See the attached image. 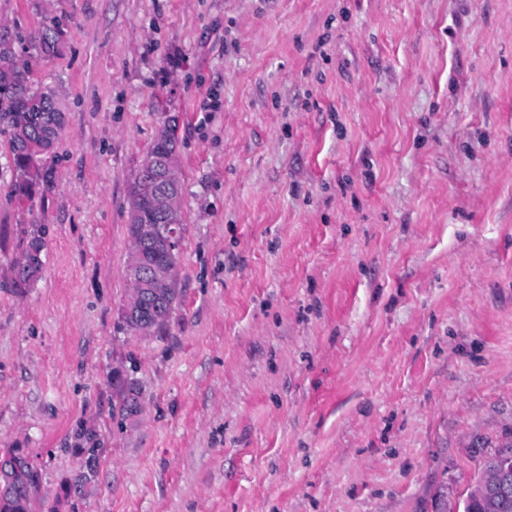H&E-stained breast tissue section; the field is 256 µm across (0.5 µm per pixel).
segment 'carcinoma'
I'll list each match as a JSON object with an SVG mask.
<instances>
[{"label":"carcinoma","instance_id":"cac0c4a2","mask_svg":"<svg viewBox=\"0 0 512 512\" xmlns=\"http://www.w3.org/2000/svg\"><path fill=\"white\" fill-rule=\"evenodd\" d=\"M59 20L55 17L44 24L41 31L26 37L19 32L0 29V125L10 135L13 164L19 172V180L13 191L18 201L31 196L33 189L44 181L46 170L44 156L51 153L64 123L57 120L56 94L46 87L40 88L31 81L32 60L51 58L59 52ZM177 120H163L161 129L151 145L148 156L167 158L174 167H179L177 148ZM150 178L148 164H143L139 174L130 185L128 199L138 201L139 225L155 230L169 222L168 216L157 211L143 194V187ZM45 249L44 233L36 231L27 241L19 259L13 267L14 283L23 288L34 283L42 270V254ZM180 296L179 285L169 292L166 305L155 310L153 298L144 299L143 305L155 317L168 322ZM120 410L131 413L138 409V398L133 386L116 390ZM5 456L16 463V470L8 469L0 474V481L14 485L11 498L0 508V512H29L31 498L40 484L39 473L24 470L27 457L14 451ZM462 512H512V502L500 506L486 498L467 495L462 503Z\"/></svg>","mask_w":512,"mask_h":512}]
</instances>
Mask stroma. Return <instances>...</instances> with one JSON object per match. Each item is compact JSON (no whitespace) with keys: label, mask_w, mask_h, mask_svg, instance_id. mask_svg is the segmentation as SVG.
<instances>
[{"label":"stroma","mask_w":512,"mask_h":512,"mask_svg":"<svg viewBox=\"0 0 512 512\" xmlns=\"http://www.w3.org/2000/svg\"><path fill=\"white\" fill-rule=\"evenodd\" d=\"M53 16L29 201L0 133V454L33 512H448L512 443V0H0ZM166 114L182 292L138 337L127 190ZM44 249V233L41 231L34 232L13 267L15 275L13 280L19 288L31 285L39 277L43 266L42 254ZM3 456L10 457L11 460L15 461L16 471L7 469L0 478L3 483L14 485L11 498L3 508H0V512H29L31 498L34 492L39 489V473L37 470L24 472V465H27V457L24 455L18 454L15 451H8Z\"/></svg>","instance_id":"obj_1"}]
</instances>
